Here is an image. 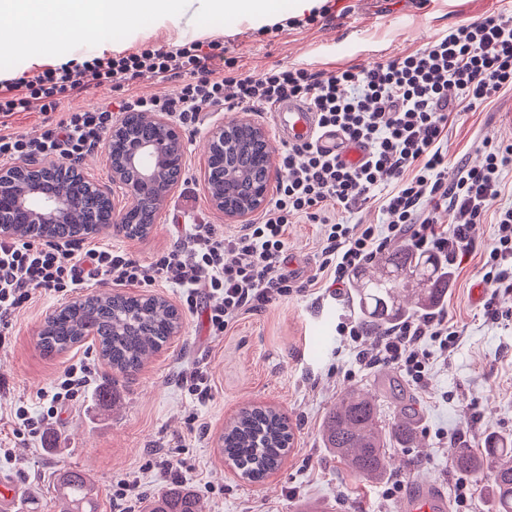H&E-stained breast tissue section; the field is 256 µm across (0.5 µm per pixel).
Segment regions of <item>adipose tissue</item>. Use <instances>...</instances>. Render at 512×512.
Wrapping results in <instances>:
<instances>
[{"label": "adipose tissue", "mask_w": 512, "mask_h": 512, "mask_svg": "<svg viewBox=\"0 0 512 512\" xmlns=\"http://www.w3.org/2000/svg\"><path fill=\"white\" fill-rule=\"evenodd\" d=\"M202 13L234 16L260 28L282 21L277 0H199ZM183 0H0V54L47 64V47L71 40L104 49L112 32L179 20Z\"/></svg>", "instance_id": "1"}]
</instances>
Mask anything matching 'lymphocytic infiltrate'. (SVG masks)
<instances>
[{
	"label": "lymphocytic infiltrate",
	"mask_w": 512,
	"mask_h": 512,
	"mask_svg": "<svg viewBox=\"0 0 512 512\" xmlns=\"http://www.w3.org/2000/svg\"><path fill=\"white\" fill-rule=\"evenodd\" d=\"M235 66L222 43L192 41L64 64L6 83L0 90L4 165L36 157L81 159L97 150L119 116L129 112L163 113L193 131L206 109H268L285 99L311 105L322 125L336 127L370 152L360 164L346 166L312 143L285 147L279 167L287 176L256 219L232 231L213 224L178 225L173 245L149 263L120 247L75 250L34 238H0V340L36 291L63 298L99 282L171 284L180 288L188 310L204 308L211 335H224L244 315L305 291L306 282L284 256L287 227L300 220L320 227L316 276L341 289L396 240L456 264L474 246L473 228L493 218L483 279L495 290L512 292V203L504 202L502 193L512 142H483L480 166H461L452 182L445 176L453 112L478 109L512 90L511 11L458 26L425 48L367 66L321 71L291 66L244 76ZM146 72L177 77L180 84L172 94L130 92L131 82ZM99 88L116 92V100L60 112L64 99ZM26 112L42 115L40 136L13 131L15 117ZM330 202L350 213L378 204L385 221L380 226L337 222L326 208ZM446 215L451 227L444 231L439 224ZM337 333L357 347L361 366H395L421 386L428 368L421 339L433 337L445 350L459 336L442 312L392 326L377 334L370 349L354 321L340 322Z\"/></svg>",
	"instance_id": "lymphocytic-infiltrate-1"
}]
</instances>
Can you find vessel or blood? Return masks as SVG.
<instances>
[{"mask_svg":"<svg viewBox=\"0 0 512 512\" xmlns=\"http://www.w3.org/2000/svg\"><path fill=\"white\" fill-rule=\"evenodd\" d=\"M272 125L287 144L315 141L346 163L358 162L363 156L360 148L349 145L338 132L319 128L317 112L306 103L294 100L278 103L272 112ZM400 508L402 512H441L443 502L430 480L416 479Z\"/></svg>","mask_w":512,"mask_h":512,"instance_id":"obj_1","label":"vessel or blood"}]
</instances>
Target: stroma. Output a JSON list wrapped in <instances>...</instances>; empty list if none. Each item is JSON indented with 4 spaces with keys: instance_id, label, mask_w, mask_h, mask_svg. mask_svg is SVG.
Masks as SVG:
<instances>
[{
    "instance_id": "obj_1",
    "label": "stroma",
    "mask_w": 512,
    "mask_h": 512,
    "mask_svg": "<svg viewBox=\"0 0 512 512\" xmlns=\"http://www.w3.org/2000/svg\"><path fill=\"white\" fill-rule=\"evenodd\" d=\"M330 17L297 29L267 32L235 17L201 14L196 0H184L177 27L112 34L130 51L167 48L198 41L204 30H223L239 73L274 66L327 70L365 65L423 48L449 29L512 10V0H334ZM269 127L263 110L240 112L216 107L204 126L185 133L183 175L195 190L196 221L231 230L232 222L213 208L201 182L207 129L237 118ZM512 141V91L475 111L455 114L448 127V174L460 164H479L482 142ZM178 220L164 205L152 231L129 239L113 229L88 237L109 243L150 262L173 244ZM319 228L299 222L288 228V266L302 277L315 272ZM481 258L471 255L456 271L441 305L448 322L461 332L457 347L442 351L424 338L429 356L427 382L418 386L404 371L378 365L362 368L355 350L338 336L340 321L354 318L349 294L315 289L294 293L244 316L224 336L208 332L204 313L183 312L182 329L141 370L111 375L92 341L70 351L43 356L36 346L45 318L58 298L38 294L15 314L12 334L0 348V471L10 475L24 512H61L55 477L72 467L86 471L101 492L100 512H118L112 489L126 478L139 485L135 512L174 482L197 494L204 512H302L318 503L325 512H397L395 483L423 475L437 483L454 512H489L485 485H474L467 501L455 499L464 474L454 472L450 452L479 449L492 432L512 434V295L485 292L472 301L480 283ZM88 363L93 385L56 417L45 420L39 436L14 435L13 410L25 406L42 414L55 380L73 363ZM204 367L212 385L209 402L198 403L179 377ZM376 396L385 421L402 406L416 412L413 447L390 448L391 472L380 483L356 478L325 448L320 428L348 389ZM271 406L288 417L293 440L281 467L258 483L242 479L218 450L225 425L248 406Z\"/></svg>"
}]
</instances>
